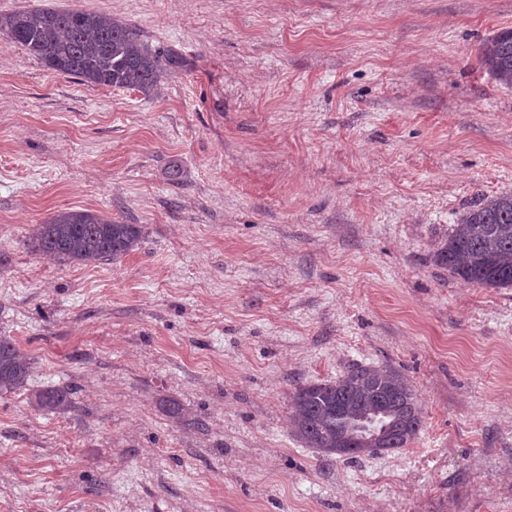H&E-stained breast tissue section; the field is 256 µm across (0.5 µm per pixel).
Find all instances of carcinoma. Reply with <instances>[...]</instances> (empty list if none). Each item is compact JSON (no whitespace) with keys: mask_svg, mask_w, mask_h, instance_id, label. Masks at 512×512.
Listing matches in <instances>:
<instances>
[{"mask_svg":"<svg viewBox=\"0 0 512 512\" xmlns=\"http://www.w3.org/2000/svg\"><path fill=\"white\" fill-rule=\"evenodd\" d=\"M0 37L22 46L58 74L90 85L136 90L151 98L184 66L174 52L140 39L138 30L104 14L45 8L0 15ZM480 55L499 84L512 87V29L485 40ZM141 224H122L85 211L60 212L37 225L33 251L61 264L117 261L135 250ZM455 278L488 288H512V193L467 207L434 255ZM32 361L0 337V395L28 392L47 412L73 406L65 388L31 386ZM292 425L309 448L357 457L405 447L422 426L417 397L397 370L358 365L343 377L296 388Z\"/></svg>","mask_w":512,"mask_h":512,"instance_id":"obj_1","label":"carcinoma"}]
</instances>
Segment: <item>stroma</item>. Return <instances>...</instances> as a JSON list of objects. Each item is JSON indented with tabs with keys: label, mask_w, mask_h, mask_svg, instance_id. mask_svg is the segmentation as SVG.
Masks as SVG:
<instances>
[{
	"label": "stroma",
	"mask_w": 512,
	"mask_h": 512,
	"mask_svg": "<svg viewBox=\"0 0 512 512\" xmlns=\"http://www.w3.org/2000/svg\"><path fill=\"white\" fill-rule=\"evenodd\" d=\"M49 7L186 66L148 99L0 39V334L75 390L0 397V512H512V288L433 262L512 192V88L480 57L512 0H0ZM64 210L145 236L33 253ZM382 363L422 407L406 448L294 437L297 385Z\"/></svg>",
	"instance_id": "1"
}]
</instances>
